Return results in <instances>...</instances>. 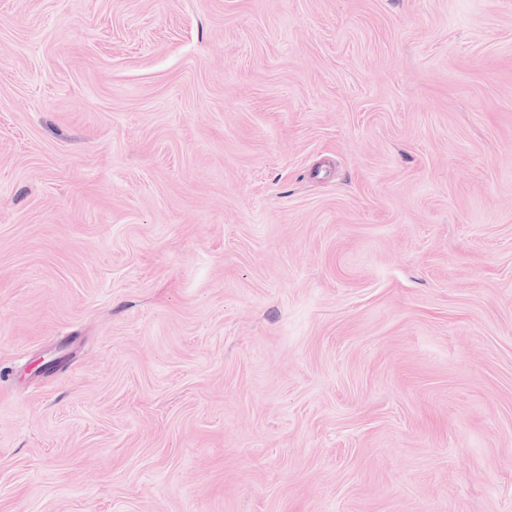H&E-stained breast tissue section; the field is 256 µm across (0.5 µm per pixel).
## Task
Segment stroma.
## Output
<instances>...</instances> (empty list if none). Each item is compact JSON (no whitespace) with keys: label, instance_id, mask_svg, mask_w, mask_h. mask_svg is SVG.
Here are the masks:
<instances>
[{"label":"stroma","instance_id":"stroma-1","mask_svg":"<svg viewBox=\"0 0 512 512\" xmlns=\"http://www.w3.org/2000/svg\"><path fill=\"white\" fill-rule=\"evenodd\" d=\"M0 512H512V0H0Z\"/></svg>","mask_w":512,"mask_h":512}]
</instances>
